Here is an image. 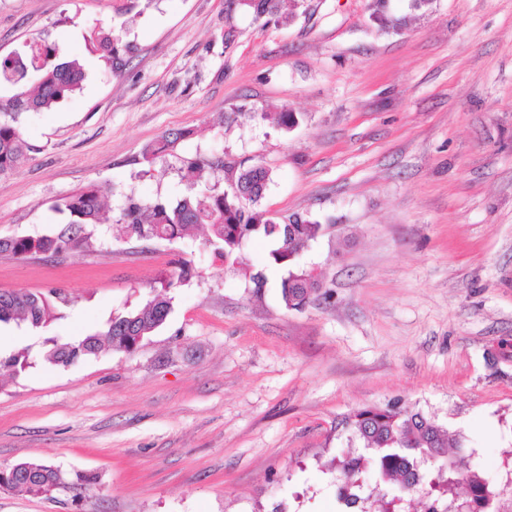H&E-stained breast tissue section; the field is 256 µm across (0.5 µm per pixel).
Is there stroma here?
Here are the masks:
<instances>
[{
  "label": "stroma",
  "instance_id": "35a3bbf8",
  "mask_svg": "<svg viewBox=\"0 0 512 512\" xmlns=\"http://www.w3.org/2000/svg\"><path fill=\"white\" fill-rule=\"evenodd\" d=\"M281 0L255 20L235 0H0V55L41 37L87 79L26 116L30 160L0 177V235L55 232L60 198L95 187L107 215L126 197L184 194L188 161L273 172L270 216L321 231L300 262L322 288L286 308L288 275L251 238L266 283L205 247L92 229L60 257L0 254V290L50 294L56 319L0 326V348L32 365L0 372V469L43 459L95 477L82 496L0 489V512H336L343 421L397 402L474 449L488 480L512 448V0ZM124 22L119 68L93 29ZM294 112L283 130L258 110ZM174 128L192 139L145 164ZM189 262L165 323L131 355L68 367L51 339L78 341L142 307Z\"/></svg>",
  "mask_w": 512,
  "mask_h": 512
}]
</instances>
